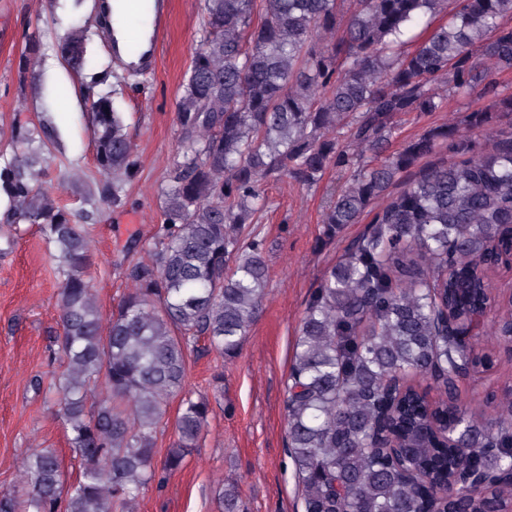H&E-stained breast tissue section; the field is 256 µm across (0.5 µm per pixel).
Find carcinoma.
Here are the masks:
<instances>
[{
	"label": "carcinoma",
	"mask_w": 512,
	"mask_h": 512,
	"mask_svg": "<svg viewBox=\"0 0 512 512\" xmlns=\"http://www.w3.org/2000/svg\"><path fill=\"white\" fill-rule=\"evenodd\" d=\"M442 13L448 23L437 25ZM512 0H204V35L177 102V156L161 189L163 224L130 263L133 288L103 327L88 276L94 212L58 204L44 186L55 130L17 121L0 163L1 224H35L60 264L65 371L59 414L82 464L64 487L56 452L21 464L19 489L0 512H135L158 473L182 468L212 412L186 391L189 350L233 357L269 280L263 243L249 225L267 201L261 185L290 178L311 187L336 166L350 181L323 213L331 239L381 205L324 273L299 325L286 379V451L304 512H507L512 492L492 485L459 497L450 477L474 466L512 469V391L492 414L471 411L455 381L490 354L459 339L479 314L512 339V300L498 303L491 274L512 269V93L490 76L512 69ZM425 37L411 51L412 31ZM89 28L57 44L76 74L88 64ZM29 36L19 77H34ZM480 90L489 108L463 126L440 125L372 165L396 118L443 109L447 94ZM89 103L99 193L118 207L139 158L109 91L81 86ZM451 161L390 188L438 146ZM439 391L430 400L420 383ZM98 396L87 404L91 389ZM180 398L176 440L157 462L155 434ZM221 512H241L238 487L218 492Z\"/></svg>",
	"instance_id": "cac0c4a2"
}]
</instances>
